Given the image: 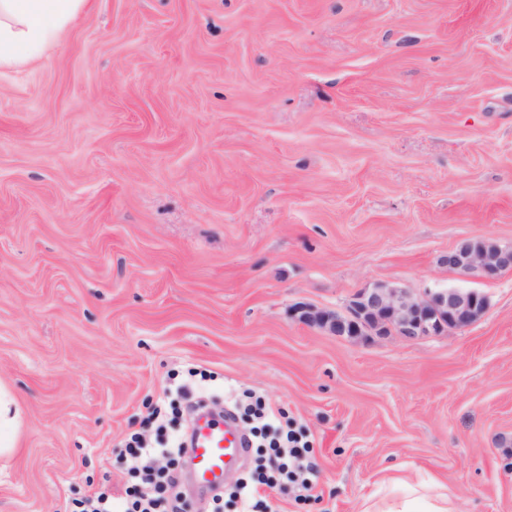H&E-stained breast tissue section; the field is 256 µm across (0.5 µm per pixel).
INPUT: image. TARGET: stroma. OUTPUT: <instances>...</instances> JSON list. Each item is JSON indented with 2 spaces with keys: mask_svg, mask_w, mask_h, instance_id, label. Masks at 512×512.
I'll use <instances>...</instances> for the list:
<instances>
[{
  "mask_svg": "<svg viewBox=\"0 0 512 512\" xmlns=\"http://www.w3.org/2000/svg\"><path fill=\"white\" fill-rule=\"evenodd\" d=\"M478 237L512 244V0H88L0 73V512L120 497L191 368L308 436V512L385 475L512 512V270L441 261ZM379 282L490 307L367 343L289 315ZM11 401L7 399L6 395L2 401V388L0 397V453L3 454L14 448L15 445V433L16 429L14 426L15 419L9 417Z\"/></svg>",
  "mask_w": 512,
  "mask_h": 512,
  "instance_id": "35a3bbf8",
  "label": "stroma"
}]
</instances>
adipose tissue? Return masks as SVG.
Wrapping results in <instances>:
<instances>
[{"instance_id": "ef3b65f1", "label": "adipose tissue", "mask_w": 512, "mask_h": 512, "mask_svg": "<svg viewBox=\"0 0 512 512\" xmlns=\"http://www.w3.org/2000/svg\"><path fill=\"white\" fill-rule=\"evenodd\" d=\"M87 0H0V72L42 57L83 11ZM366 512H454L448 488L434 494L410 492L368 505Z\"/></svg>"}]
</instances>
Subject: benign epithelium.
I'll list each match as a JSON object with an SVG mask.
<instances>
[{
	"label": "benign epithelium",
	"instance_id": "benign-epithelium-1",
	"mask_svg": "<svg viewBox=\"0 0 512 512\" xmlns=\"http://www.w3.org/2000/svg\"><path fill=\"white\" fill-rule=\"evenodd\" d=\"M442 263L462 279L492 280L512 270V245L492 237L467 240L448 250ZM488 308V296L475 289L416 292L380 282L356 294L343 311L302 304L293 309V317L333 336L363 342L392 332L412 340L464 329Z\"/></svg>",
	"mask_w": 512,
	"mask_h": 512
}]
</instances>
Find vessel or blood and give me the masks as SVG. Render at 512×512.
<instances>
[{
    "label": "vessel or blood",
    "mask_w": 512,
    "mask_h": 512,
    "mask_svg": "<svg viewBox=\"0 0 512 512\" xmlns=\"http://www.w3.org/2000/svg\"><path fill=\"white\" fill-rule=\"evenodd\" d=\"M248 454V440L229 415L198 412L191 428V477L196 488L210 492Z\"/></svg>",
    "instance_id": "b4317fda"
}]
</instances>
